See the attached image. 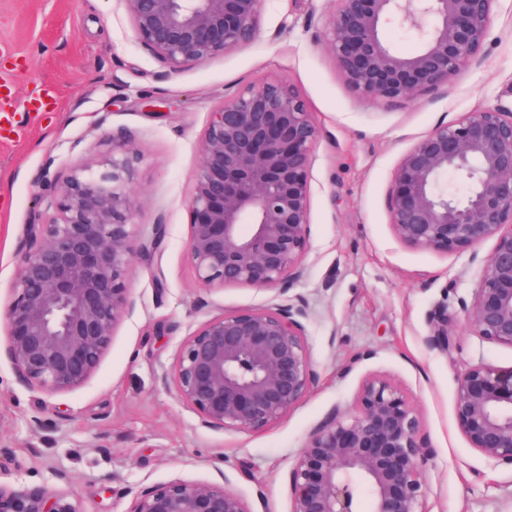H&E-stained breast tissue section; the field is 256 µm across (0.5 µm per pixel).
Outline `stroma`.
Here are the masks:
<instances>
[{"label": "stroma", "mask_w": 512, "mask_h": 512, "mask_svg": "<svg viewBox=\"0 0 512 512\" xmlns=\"http://www.w3.org/2000/svg\"><path fill=\"white\" fill-rule=\"evenodd\" d=\"M328 0H266L255 40L169 73L134 41L116 0H0V69L14 70L12 106L27 132L0 144V300L42 171L66 178L132 143L137 235L133 312L83 386L49 397L24 385L0 355V482L28 490L62 486L80 512H128L134 492L174 481L223 485L249 512H290L289 475L309 432L334 408H350L362 379L379 374L407 392L435 454L425 470L426 512H512V470L491 468L458 431L456 374L485 363L512 369V348L474 336L460 310L482 274L477 254L402 245L387 195L402 154L436 125L512 104V0H497L480 65L446 87L405 100L370 99L341 78L319 36ZM292 83L321 135L314 150L310 237L291 296L303 322L313 382L261 432L204 426L169 380L176 347L211 317L267 307L271 291L209 290L195 280L185 241L188 199L211 112L237 90ZM448 310L447 353L428 349V321ZM42 426H32L33 417ZM69 483L59 484L58 474Z\"/></svg>", "instance_id": "stroma-1"}]
</instances>
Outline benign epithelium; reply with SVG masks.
Masks as SVG:
<instances>
[{"label":"benign epithelium","instance_id":"obj_1","mask_svg":"<svg viewBox=\"0 0 512 512\" xmlns=\"http://www.w3.org/2000/svg\"><path fill=\"white\" fill-rule=\"evenodd\" d=\"M135 40L169 72L250 44L265 0H116ZM323 41L345 83L369 98H411L448 85L480 61L496 0H331ZM416 34L398 50L386 26ZM320 137L302 95L278 80L246 86L211 113L189 210L187 257L206 288L285 293L302 276L309 243L310 172ZM139 151L112 147L94 170L54 185L53 212L27 225L9 298L0 305L5 353L22 381L47 396L93 376L116 327L134 309ZM401 244L454 252L494 241L471 301L474 335L512 347V107L487 106L442 123L400 158L387 198ZM303 302L221 313L182 340L174 390L207 426L260 431L307 393L311 369ZM426 345L448 350V318L429 319ZM460 433L491 465L512 467V371L477 363L456 375ZM432 456L421 416L400 385L366 377L355 407L314 427L291 475V512H425ZM0 512H80L55 487L0 484ZM129 512H248L210 482L171 481L137 493Z\"/></svg>","mask_w":512,"mask_h":512}]
</instances>
